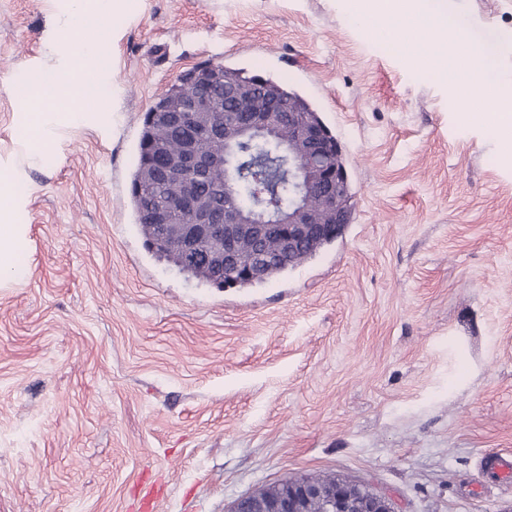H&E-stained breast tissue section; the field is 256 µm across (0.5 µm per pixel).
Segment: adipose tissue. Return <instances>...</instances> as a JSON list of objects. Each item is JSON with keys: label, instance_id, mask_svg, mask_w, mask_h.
<instances>
[{"label": "adipose tissue", "instance_id": "obj_1", "mask_svg": "<svg viewBox=\"0 0 512 512\" xmlns=\"http://www.w3.org/2000/svg\"><path fill=\"white\" fill-rule=\"evenodd\" d=\"M69 6L60 22L61 29H100L112 13L122 10L127 0H68ZM353 10L366 28L392 37L393 46L402 54L417 58L429 57L432 66L429 77L447 83L449 90L463 93L470 84L484 89L492 104L485 116L488 135L505 142L506 132L512 131V77L491 74L484 56L475 49L465 48L442 52L421 40L418 30L454 28L448 13L427 8L423 0H355ZM54 51L59 57L55 68L30 73L23 97L24 110L15 128V139L24 157L31 162H48L64 128L110 119L106 107L111 98L109 84L97 80L101 68V48L89 40L71 46L56 39ZM85 77L83 87H76L75 74ZM98 104L95 112L73 111L75 93ZM24 196L22 175L14 169L0 166V279L20 281L30 274L26 225L17 223Z\"/></svg>", "mask_w": 512, "mask_h": 512}]
</instances>
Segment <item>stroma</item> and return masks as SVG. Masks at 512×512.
Wrapping results in <instances>:
<instances>
[{
  "label": "stroma",
  "mask_w": 512,
  "mask_h": 512,
  "mask_svg": "<svg viewBox=\"0 0 512 512\" xmlns=\"http://www.w3.org/2000/svg\"><path fill=\"white\" fill-rule=\"evenodd\" d=\"M512 75V0H426ZM58 0H0V164L28 193L30 277L0 287V512H231L336 476L396 512H512V153L367 31L348 0H130L112 14V122L26 164L24 72ZM216 63L297 92L342 147L351 220L288 274L217 288L159 260L131 181L147 112ZM485 469L494 480H512V460L501 454L484 458Z\"/></svg>",
  "instance_id": "35a3bbf8"
}]
</instances>
